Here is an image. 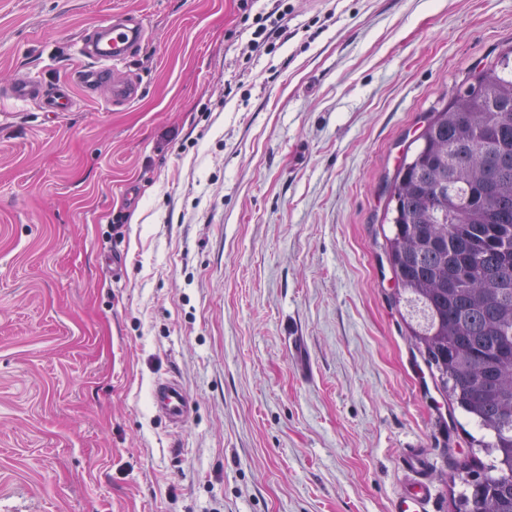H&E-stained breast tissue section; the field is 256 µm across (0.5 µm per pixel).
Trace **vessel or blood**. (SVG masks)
I'll list each match as a JSON object with an SVG mask.
<instances>
[{"label":"vessel or blood","mask_w":512,"mask_h":512,"mask_svg":"<svg viewBox=\"0 0 512 512\" xmlns=\"http://www.w3.org/2000/svg\"><path fill=\"white\" fill-rule=\"evenodd\" d=\"M144 35L142 23L132 17L116 18L96 31L84 32L73 45L75 56L84 62L83 86L94 92L106 91L116 103L138 98V85L125 78L122 69ZM7 98L16 106L36 104L46 112H67L74 107L69 89L48 86L32 73L19 76L10 85ZM151 396L154 412L170 424L182 426L189 421L193 402L177 377L158 379ZM402 458L409 468L416 470L417 476L410 488L394 500L392 512H427L432 489L420 475L424 459L414 448L405 449Z\"/></svg>","instance_id":"b4317fda"}]
</instances>
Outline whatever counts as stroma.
Returning <instances> with one entry per match:
<instances>
[{"label": "stroma", "mask_w": 512, "mask_h": 512, "mask_svg": "<svg viewBox=\"0 0 512 512\" xmlns=\"http://www.w3.org/2000/svg\"><path fill=\"white\" fill-rule=\"evenodd\" d=\"M285 2L254 51L275 0H0V91L145 25L130 105L0 118V512H391L407 448L455 512L476 430L407 332L386 182L512 47V0ZM288 14V7L283 8L282 3H278L267 15L261 17L257 22V27L253 31V38L250 40L251 48L254 51H260L265 46L272 44L269 39L273 35L279 34L284 28V21ZM151 396L154 412L171 425L181 427L189 421L193 402L177 377L158 379L152 386Z\"/></svg>", "instance_id": "obj_1"}]
</instances>
